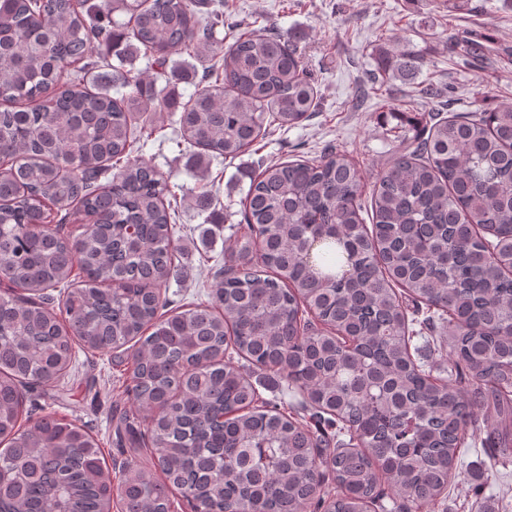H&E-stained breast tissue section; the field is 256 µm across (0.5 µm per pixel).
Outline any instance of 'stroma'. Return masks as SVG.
Masks as SVG:
<instances>
[{
    "label": "stroma",
    "instance_id": "1",
    "mask_svg": "<svg viewBox=\"0 0 512 512\" xmlns=\"http://www.w3.org/2000/svg\"><path fill=\"white\" fill-rule=\"evenodd\" d=\"M224 18L295 38L315 78L319 109L297 127L269 128L258 147L234 160L213 159L200 169L194 148L177 135L181 105L199 77L192 73L165 87L169 104L141 156L180 188L179 249L174 271L160 288L169 315L214 293L217 270L233 244L232 227L243 220L250 174L259 165L332 149L356 165L367 198L394 150L400 129L395 113L437 109V99L422 95L424 86L447 90L451 116L512 104V0H224ZM459 30L486 43L490 55L483 68H464L451 52L448 40ZM398 44L421 59V68L408 76L379 73V57ZM375 76L385 104H356L357 85ZM201 180L212 187L205 209L195 200ZM128 369L115 351H82L75 375L33 393L38 406L84 424L97 441L112 471V512H122L121 474L135 458L113 444L117 418L135 411L125 393ZM484 438L480 428L469 429L460 475L435 512H512V459L491 464Z\"/></svg>",
    "mask_w": 512,
    "mask_h": 512
}]
</instances>
